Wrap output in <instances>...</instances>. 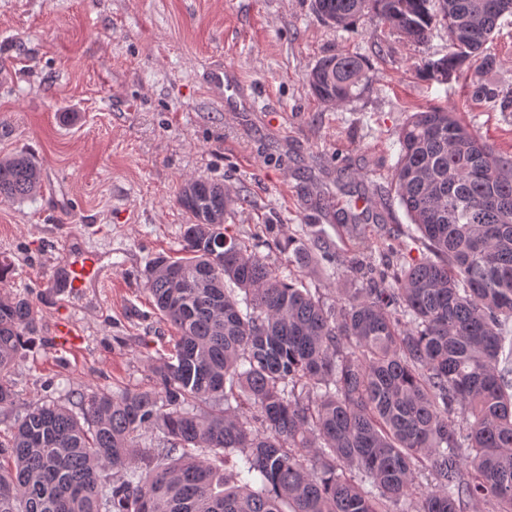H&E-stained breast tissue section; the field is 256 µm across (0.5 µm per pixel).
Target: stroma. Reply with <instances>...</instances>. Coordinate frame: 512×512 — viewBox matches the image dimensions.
Returning a JSON list of instances; mask_svg holds the SVG:
<instances>
[{
	"instance_id": "1",
	"label": "stroma",
	"mask_w": 512,
	"mask_h": 512,
	"mask_svg": "<svg viewBox=\"0 0 512 512\" xmlns=\"http://www.w3.org/2000/svg\"><path fill=\"white\" fill-rule=\"evenodd\" d=\"M341 51L365 58L370 80L330 105L307 74ZM447 51L444 27L417 46L374 22L326 25L312 0H0V158L30 153L43 175L35 196L0 200V293L39 312L0 430L32 404L151 386L147 364L169 353L175 331L144 292V270L180 253L185 180L224 185L226 223L275 265L292 239L343 263L382 245L422 253L391 188L409 116L447 106L512 154V113L416 74L421 57ZM491 51L497 64L482 80L511 88L512 16ZM217 61L239 85L242 106L231 112L201 81ZM322 194L370 216L330 223L316 205ZM71 234L110 259L107 288L64 287L59 241ZM71 314L80 336L62 350L54 327Z\"/></svg>"
}]
</instances>
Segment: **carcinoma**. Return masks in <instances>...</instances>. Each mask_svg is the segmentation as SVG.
Returning a JSON list of instances; mask_svg holds the SVG:
<instances>
[{
	"label": "carcinoma",
	"mask_w": 512,
	"mask_h": 512,
	"mask_svg": "<svg viewBox=\"0 0 512 512\" xmlns=\"http://www.w3.org/2000/svg\"><path fill=\"white\" fill-rule=\"evenodd\" d=\"M314 6L326 23L371 18L417 45L445 25L448 53L416 69L438 84L492 69L486 45L512 15V0ZM368 70L338 52L307 82L338 105ZM463 87L512 112V89ZM398 143L392 186L425 252L390 273L370 258L324 267L351 284L333 298L301 277L305 250L269 263L224 223V186L186 181L183 255L156 257L144 283L173 352L149 362V388L19 418L0 436V512H512V155L443 105L411 115ZM40 188L32 155L0 159V198ZM38 317L0 295V408ZM149 431L161 437L147 445Z\"/></svg>",
	"instance_id": "carcinoma-1"
}]
</instances>
